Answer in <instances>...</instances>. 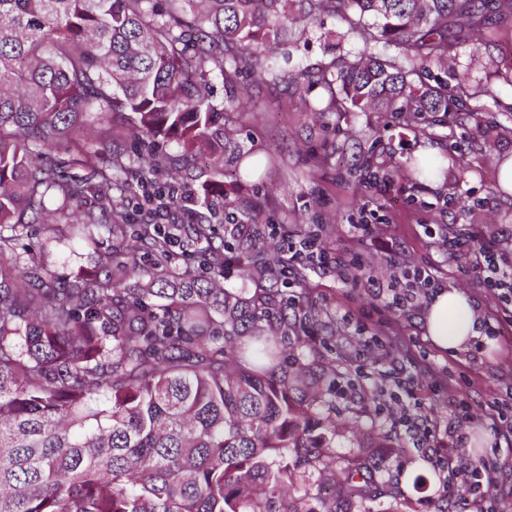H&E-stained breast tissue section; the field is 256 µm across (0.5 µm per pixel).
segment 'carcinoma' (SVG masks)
I'll return each instance as SVG.
<instances>
[{"label":"carcinoma","instance_id":"obj_1","mask_svg":"<svg viewBox=\"0 0 512 512\" xmlns=\"http://www.w3.org/2000/svg\"><path fill=\"white\" fill-rule=\"evenodd\" d=\"M158 2L0 0V512H351L341 500L358 507L389 489L362 455L323 460L336 435L315 417L325 394L306 367L278 363L288 282L265 266L254 290L230 292L222 263L207 279L182 272L131 208L146 184L156 188L147 205L170 204L158 181L167 159L142 156L137 183L117 182L112 117L176 142L186 159L204 146L202 190L222 192L231 141L206 73L232 92L240 61L265 79L289 28L327 12L362 42L341 59L337 86L304 71L328 85L337 118L389 112L417 133L462 125L500 71L482 81L462 65L450 90L433 70L494 42L512 0ZM380 46L402 49L405 64ZM504 130L485 124L472 148L491 149ZM414 167L424 182L444 174L432 159ZM88 191L104 202L78 218L71 202ZM50 213L44 243L17 251ZM214 234L199 220L188 240L210 245ZM64 239L94 255L92 278L52 272ZM146 254L158 257L149 268ZM303 466L334 494L296 491Z\"/></svg>","mask_w":512,"mask_h":512}]
</instances>
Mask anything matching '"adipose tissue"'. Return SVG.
I'll list each match as a JSON object with an SVG mask.
<instances>
[{"instance_id": "ef3b65f1", "label": "adipose tissue", "mask_w": 512, "mask_h": 512, "mask_svg": "<svg viewBox=\"0 0 512 512\" xmlns=\"http://www.w3.org/2000/svg\"><path fill=\"white\" fill-rule=\"evenodd\" d=\"M425 333L440 352L452 354L482 338L483 328L474 301L455 288L441 289L424 309Z\"/></svg>"}]
</instances>
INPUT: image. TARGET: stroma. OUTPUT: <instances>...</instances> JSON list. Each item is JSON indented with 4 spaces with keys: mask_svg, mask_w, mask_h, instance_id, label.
Segmentation results:
<instances>
[{
    "mask_svg": "<svg viewBox=\"0 0 512 512\" xmlns=\"http://www.w3.org/2000/svg\"><path fill=\"white\" fill-rule=\"evenodd\" d=\"M358 37L335 16L324 13L305 29H296L288 44L294 62L335 75L332 63L341 54H356ZM237 109L228 125L243 154L262 160L261 171L241 180L237 162L224 165L222 214L246 224H276L281 231L322 225L332 247L347 243L348 225L362 211L388 221L409 262L439 269L443 285L470 293L481 314L495 312L493 295L475 290L470 262L480 244L473 241L456 262H449L437 240L426 237V224H470L483 235L512 231V195L497 182L503 157L512 155V86L498 83L497 100L474 114L465 128L437 127L418 135L402 120L373 112H358L337 122L328 111L329 93L322 84L303 77L255 80L246 63L237 66ZM498 119L510 131L491 150L474 153L467 135L477 124ZM118 143L127 159L120 178L134 181L138 155L152 150L177 156L173 142L120 130ZM437 149L450 163L443 185L421 183L411 161L423 148ZM396 166L394 182L370 185L362 177L361 159ZM278 240L263 247L236 250L224 265L228 290L253 289L256 267L276 255ZM291 295L300 311L316 310L318 318L304 335L288 334L280 343L281 359L290 367L310 365L320 388L330 390L336 423L329 453L348 457L365 450L378 481L396 491V498L366 502L367 512H388L397 499L408 500L412 512H446L447 474L434 469L405 427L389 415L396 399L413 396L418 411L438 428L448 424L451 400L461 398L474 418L464 429L462 443L451 448L454 462L492 455L506 447L487 425L485 408L494 392L512 379V322L492 344L471 343L456 355L435 349L425 336L422 310H391L373 300L364 284H341L335 273L299 270L291 278ZM384 438L385 447H371Z\"/></svg>",
    "mask_w": 512,
    "mask_h": 512,
    "instance_id": "1",
    "label": "stroma"
}]
</instances>
